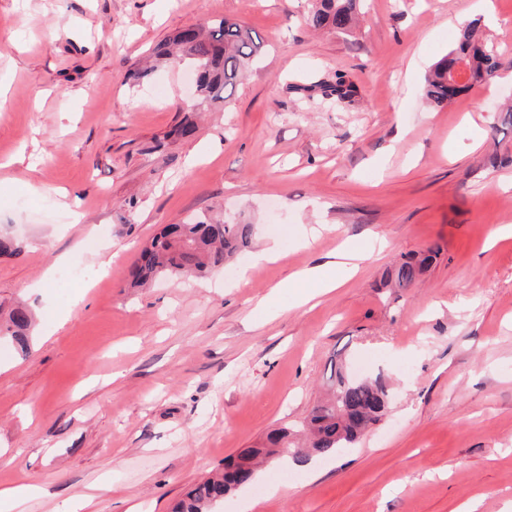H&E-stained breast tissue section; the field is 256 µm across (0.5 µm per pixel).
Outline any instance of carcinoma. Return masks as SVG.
Here are the masks:
<instances>
[{"mask_svg":"<svg viewBox=\"0 0 512 512\" xmlns=\"http://www.w3.org/2000/svg\"><path fill=\"white\" fill-rule=\"evenodd\" d=\"M360 0H313L305 24L313 31L345 34L350 31ZM265 48L262 38L240 23L224 18L208 25H193L153 48L154 59L168 67L190 66L198 84L197 105L227 102L253 62ZM465 64V84L450 88L457 65ZM501 63L494 46L478 37V25L469 22L458 29L448 54L435 63L424 80L423 96L443 106L462 93L487 84ZM291 89L330 105H351L358 97L355 85L341 74L332 80L317 79ZM254 227L248 223H227L212 216H198L181 224H169L139 253L132 267L133 285L160 276L180 277L191 273L198 278L247 247ZM434 254L403 256L387 272L385 286L406 289L426 272ZM31 312L22 306L11 310L0 324V342L11 343L28 354ZM331 396L317 402L302 420L267 433L263 444L242 448L224 462L212 477L195 484L173 507L172 512H205L232 491L253 482L256 468L264 461L289 456L294 463L310 456H329L352 447L388 412L391 395L380 380L352 379L339 363L331 365Z\"/></svg>","mask_w":512,"mask_h":512,"instance_id":"cac0c4a2","label":"carcinoma"}]
</instances>
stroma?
Listing matches in <instances>:
<instances>
[{"label": "stroma", "mask_w": 512, "mask_h": 512, "mask_svg": "<svg viewBox=\"0 0 512 512\" xmlns=\"http://www.w3.org/2000/svg\"><path fill=\"white\" fill-rule=\"evenodd\" d=\"M306 0H0V309L36 315L31 351L0 344V488L24 512H171L187 489L327 389L329 362L383 375L386 417L352 448L268 464L216 512H512V167L492 165L512 95V0H366L346 35ZM485 26L502 66L436 107L424 76L457 21ZM268 46L229 103L182 110L187 73L129 74L179 29L220 18ZM345 74L358 105L291 93ZM193 118L191 136L172 129ZM211 209L255 227L207 277L129 285L141 247ZM375 251L303 300L297 275ZM275 246L269 261L258 251ZM77 249L72 260L54 259ZM436 258L404 291V254ZM112 258L100 273L98 256ZM86 270L67 284L65 274Z\"/></svg>", "instance_id": "stroma-1"}]
</instances>
